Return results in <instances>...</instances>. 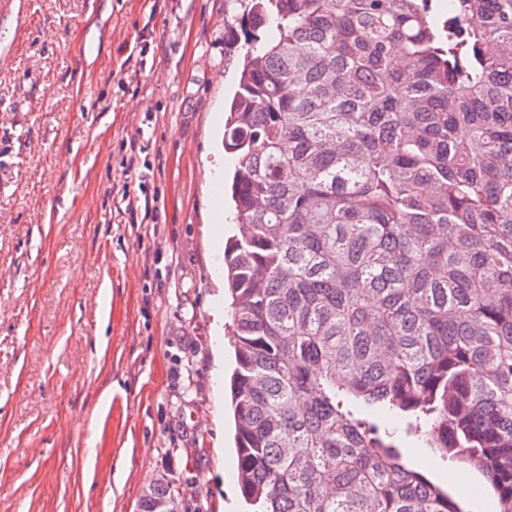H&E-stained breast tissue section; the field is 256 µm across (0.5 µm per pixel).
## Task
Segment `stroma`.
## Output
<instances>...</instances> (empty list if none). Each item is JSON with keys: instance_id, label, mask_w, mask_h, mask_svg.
Instances as JSON below:
<instances>
[{"instance_id": "35a3bbf8", "label": "stroma", "mask_w": 512, "mask_h": 512, "mask_svg": "<svg viewBox=\"0 0 512 512\" xmlns=\"http://www.w3.org/2000/svg\"><path fill=\"white\" fill-rule=\"evenodd\" d=\"M247 10L0 0V512H137L158 480L180 512H248L208 234Z\"/></svg>"}]
</instances>
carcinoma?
Wrapping results in <instances>:
<instances>
[{
  "instance_id": "1",
  "label": "carcinoma",
  "mask_w": 512,
  "mask_h": 512,
  "mask_svg": "<svg viewBox=\"0 0 512 512\" xmlns=\"http://www.w3.org/2000/svg\"><path fill=\"white\" fill-rule=\"evenodd\" d=\"M250 2L224 121L245 502L470 512L376 409L512 512V0Z\"/></svg>"
}]
</instances>
